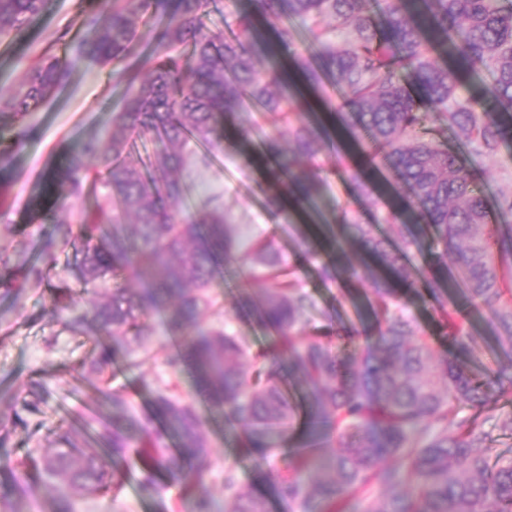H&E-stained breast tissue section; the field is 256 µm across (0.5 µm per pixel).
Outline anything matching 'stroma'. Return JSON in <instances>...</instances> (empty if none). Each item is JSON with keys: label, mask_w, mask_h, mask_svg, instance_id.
Returning <instances> with one entry per match:
<instances>
[{"label": "stroma", "mask_w": 512, "mask_h": 512, "mask_svg": "<svg viewBox=\"0 0 512 512\" xmlns=\"http://www.w3.org/2000/svg\"><path fill=\"white\" fill-rule=\"evenodd\" d=\"M111 3L46 0L20 38L0 40V96L15 91L22 73L42 57L68 56L67 41L81 38L91 13L106 11ZM112 70L111 64L96 57H80L66 81L43 105L22 122L0 127V147L8 148L10 157L9 163L0 164V416L19 414L24 419L4 445L15 457L36 443L51 447L57 430L85 434L87 423L96 422L103 410L90 381L79 378L82 365L99 350L95 328L88 323L74 329L70 323L88 314L94 301L108 299L112 284L105 281L85 287L71 265L73 246L66 243L65 234L77 231L83 218L108 207L109 202L100 186L89 183L78 193H69L55 173L81 143L110 128L112 109L128 90L126 84L115 80ZM448 148L476 173L488 206H495L501 195L512 192V168L501 163L502 157L512 154V140L496 157L474 153L453 137ZM182 176L190 210H199L212 196H219L242 241L269 238L275 242L316 303L309 328L325 325V315L331 310L338 311L344 321L358 322L364 298L349 299L345 288L322 279L315 267L296 253L294 236L302 217L286 220L269 207L260 153H253L248 160L223 153L206 165L191 155ZM408 298L409 311L420 331L433 337L438 351H448L447 340L438 334L428 280H417ZM152 323L156 332L153 356L142 358L140 366L133 367L125 352L112 355L111 387L124 393L142 417L150 412L157 381L170 374L164 354L175 344L165 314H154ZM178 379L181 393L193 402L213 448L205 481L215 512H224L225 463H235L240 487L268 492L281 460L271 458L255 466L242 429L225 425L222 413L197 389L190 364H183ZM33 382L41 383L43 391L37 412L30 413L25 403L27 387ZM159 483V495L148 498L137 491L134 474H127L118 491L84 501L80 510L191 512L180 484L164 477Z\"/></svg>", "instance_id": "35a3bbf8"}]
</instances>
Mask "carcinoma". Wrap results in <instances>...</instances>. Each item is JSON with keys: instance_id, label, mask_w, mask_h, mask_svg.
Returning <instances> with one entry per match:
<instances>
[{"instance_id": "cac0c4a2", "label": "carcinoma", "mask_w": 512, "mask_h": 512, "mask_svg": "<svg viewBox=\"0 0 512 512\" xmlns=\"http://www.w3.org/2000/svg\"><path fill=\"white\" fill-rule=\"evenodd\" d=\"M366 2L252 0V12L237 16L228 37L205 24L213 0H177L152 44L135 57L127 52L135 20L155 15L162 0H112L107 12L91 18L77 53L122 65L131 90L113 111L105 139L86 142L57 175L75 190L88 179L100 183L110 203L79 225L72 265L87 284L130 275L143 288L130 293L116 286L91 311L96 331L111 342L101 345L89 372L100 381L96 390L111 406L112 421L80 442L57 434L50 454L30 448L16 463L1 456L0 468L11 475L0 489L3 503L26 484L32 466L52 491L47 512H77L83 499L120 488L119 477L140 454L133 449L139 441L151 455L140 467L141 493L157 492L159 469L189 488L196 512H212L201 490L212 448L191 402L166 388L155 391L154 411L177 441L170 448L104 377L111 349L130 355L147 349L155 336L151 315L168 308L169 331L179 340V352L165 356L171 374L191 361L196 384L227 423L244 428L257 459L292 448L273 485L294 512H512V456L493 460L486 446L492 431L512 433V413L481 416L512 395V370L477 376L438 353L398 290L414 288L410 258L423 246L409 231L410 219L429 238L439 334L458 350L476 342L469 321L448 305L462 295L489 312L488 335L512 353V224L497 222L476 176L446 144L451 132L472 151L495 157L512 137V0H375L383 26ZM44 5L0 0V38L22 34ZM293 18L309 22L313 50L294 46ZM258 19L274 29L275 44L260 40ZM439 56L459 71L487 69L493 83L464 92ZM72 66L73 60L50 55L25 71L16 91L0 98V120H22L53 95ZM294 73L313 89L325 77L346 88L331 115L353 140L365 136L358 158L340 153L332 169L318 163L333 132L307 109ZM246 102L265 126L242 112ZM152 136L166 142V151L146 171L130 156ZM255 137L276 206L287 195L306 207L333 176L359 197L369 171L390 174L394 202L384 210L377 197L367 203L375 223L342 205L325 240L303 231L295 239L326 280L360 279L344 262L352 249L374 259L365 293L370 332L336 316L306 332L314 301L272 241L243 250L223 208L179 207L188 192L180 173L191 145L227 153ZM225 263L246 272L236 313L268 332L255 352L229 322L219 329L208 319L216 305L211 288ZM259 281L269 286L256 294L252 284ZM285 368L297 375L300 405L283 388ZM301 417L307 431L295 442L292 425ZM389 460L399 466H387ZM224 512H269L267 497L239 487L231 465L224 470Z\"/></svg>"}]
</instances>
